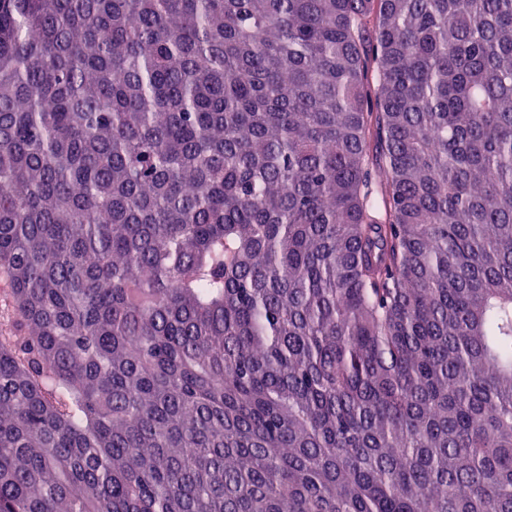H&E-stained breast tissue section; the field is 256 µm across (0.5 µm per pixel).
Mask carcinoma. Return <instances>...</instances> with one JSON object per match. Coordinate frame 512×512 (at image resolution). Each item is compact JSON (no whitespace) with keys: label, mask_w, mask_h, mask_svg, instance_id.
<instances>
[{"label":"carcinoma","mask_w":512,"mask_h":512,"mask_svg":"<svg viewBox=\"0 0 512 512\" xmlns=\"http://www.w3.org/2000/svg\"><path fill=\"white\" fill-rule=\"evenodd\" d=\"M0 512H512V0H0Z\"/></svg>","instance_id":"1"}]
</instances>
